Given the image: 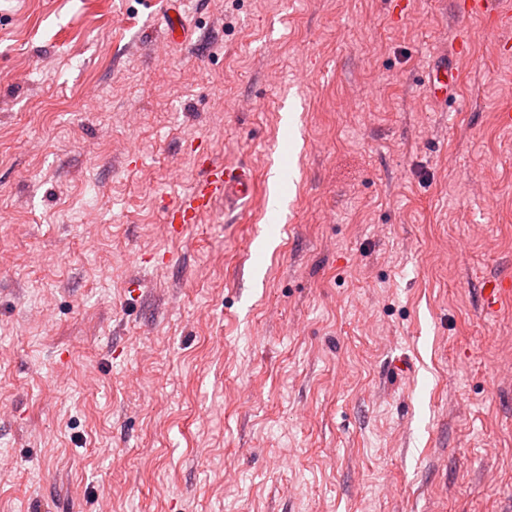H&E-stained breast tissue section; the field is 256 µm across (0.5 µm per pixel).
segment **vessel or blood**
I'll return each instance as SVG.
<instances>
[{
    "label": "vessel or blood",
    "mask_w": 512,
    "mask_h": 512,
    "mask_svg": "<svg viewBox=\"0 0 512 512\" xmlns=\"http://www.w3.org/2000/svg\"><path fill=\"white\" fill-rule=\"evenodd\" d=\"M455 8L465 18L487 17L491 30L512 27V0H456ZM457 79L455 68L437 66L432 70L428 87L434 97L440 98L447 95L449 84ZM255 183V176L247 167L208 163L201 180L168 205L166 224L169 234L182 236L189 225L200 223L218 203L233 205L248 201L254 194ZM509 297H512L511 277L486 281L481 290V307L485 312H495Z\"/></svg>",
    "instance_id": "1"
}]
</instances>
